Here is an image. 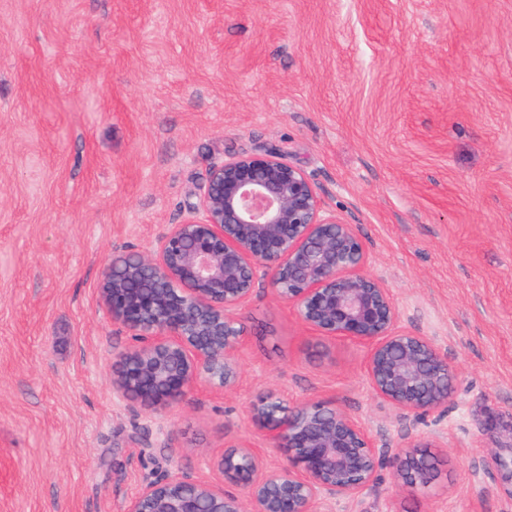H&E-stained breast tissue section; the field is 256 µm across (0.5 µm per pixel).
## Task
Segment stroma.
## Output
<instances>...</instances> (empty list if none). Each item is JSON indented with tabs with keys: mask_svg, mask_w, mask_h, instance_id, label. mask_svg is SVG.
Instances as JSON below:
<instances>
[{
	"mask_svg": "<svg viewBox=\"0 0 512 512\" xmlns=\"http://www.w3.org/2000/svg\"><path fill=\"white\" fill-rule=\"evenodd\" d=\"M264 149L447 354L442 419L378 398L366 347L314 335L266 277L236 312L237 389L158 413L113 394L131 338L97 305L112 257ZM269 392L375 441V484L317 512H512V0H0V512H126L155 471L214 480L228 442L283 464L250 414ZM416 440L440 447V491L394 481Z\"/></svg>",
	"mask_w": 512,
	"mask_h": 512,
	"instance_id": "obj_1",
	"label": "stroma"
}]
</instances>
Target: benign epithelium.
Segmentation results:
<instances>
[{
  "instance_id": "1",
  "label": "benign epithelium",
  "mask_w": 512,
  "mask_h": 512,
  "mask_svg": "<svg viewBox=\"0 0 512 512\" xmlns=\"http://www.w3.org/2000/svg\"><path fill=\"white\" fill-rule=\"evenodd\" d=\"M369 264L353 225L324 208L301 168L275 150L229 156L209 168L150 253L114 256L100 280L99 307L133 340L113 364L112 390L166 411L197 384L235 389L244 337L236 311L261 272L316 335L368 347L366 374L380 399L413 422L440 418L457 393L454 369L428 338L400 325ZM251 417L290 464L270 466L249 444L230 443L211 461L221 483L164 470L126 512H315L325 495L355 498L373 484L375 442L336 405L286 407L268 393ZM432 447L408 444L389 459L403 486L433 480ZM224 481L244 496L224 491Z\"/></svg>"
}]
</instances>
